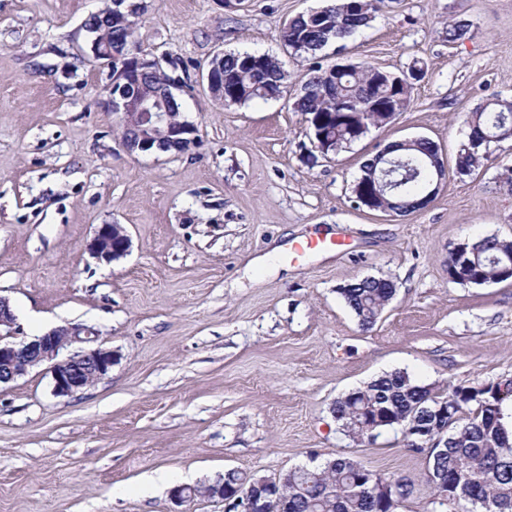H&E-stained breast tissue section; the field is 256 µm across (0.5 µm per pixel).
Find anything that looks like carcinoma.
Returning <instances> with one entry per match:
<instances>
[{
  "label": "carcinoma",
  "mask_w": 512,
  "mask_h": 512,
  "mask_svg": "<svg viewBox=\"0 0 512 512\" xmlns=\"http://www.w3.org/2000/svg\"><path fill=\"white\" fill-rule=\"evenodd\" d=\"M385 0H332V2L287 21L281 38L297 53L317 57L328 45L341 43L370 26ZM138 20L126 9L112 12V25L101 24L98 35L112 34V51L127 54L136 47ZM471 26L464 21L448 25V41L470 38ZM224 70L227 105L267 100L281 96L287 88L282 63L269 54L227 53L214 60ZM169 76L158 66L134 91L158 92ZM413 85L402 73L392 76L368 62L350 63L342 70H315L302 86L295 109L317 119L323 138L340 153L359 139L357 125L365 129L389 123L388 115L376 108L383 103L401 112L409 103ZM467 140L457 152L453 175L469 177L493 154V148L512 140V99L493 96L468 113ZM390 156L393 170L391 189L373 195V175L382 166L379 157L365 161L354 181V198L373 196L375 207L406 216L422 207L435 184L441 166L439 147L427 138L405 145ZM470 259H478L472 273L476 280L461 285H483L508 281L502 267L512 263V240L496 235L464 242ZM396 282L371 277L339 288V294L363 330L381 319ZM505 400L494 402L490 390L475 385H453L436 392L416 383L404 371L386 373L365 387L337 399L332 413L345 436L356 442L371 440V433L401 429L417 420L428 433L448 428V447L429 452L427 483L441 501L463 505V512H512V414ZM411 493L403 478L384 477L357 461L338 455L323 464L306 465L288 473L267 512H397Z\"/></svg>",
  "instance_id": "obj_1"
}]
</instances>
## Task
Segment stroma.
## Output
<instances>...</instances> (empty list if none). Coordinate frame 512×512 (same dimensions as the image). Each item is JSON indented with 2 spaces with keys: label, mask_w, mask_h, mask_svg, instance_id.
Listing matches in <instances>:
<instances>
[{
  "label": "stroma",
  "mask_w": 512,
  "mask_h": 512,
  "mask_svg": "<svg viewBox=\"0 0 512 512\" xmlns=\"http://www.w3.org/2000/svg\"><path fill=\"white\" fill-rule=\"evenodd\" d=\"M324 3L143 0L136 41L178 79L198 136L131 155L85 27L103 0H0V295L19 339L83 323L118 355L72 396L43 366L0 385V512H172L175 486L339 454L407 479L399 512H450L401 432L353 442L331 408L392 371L440 390L512 380V282L460 285L445 264L461 240L512 239V142L404 217L359 207L351 186L393 140L431 139L455 163L467 113L512 95V0H386L343 45L294 53L284 22ZM454 20L471 39L449 42ZM244 51L281 61L287 96H213L201 73ZM344 60L425 74L392 122L326 155L293 103L313 66ZM101 224L126 227L129 255L93 258ZM340 227L346 245L295 251ZM367 276L398 290L364 331L339 289Z\"/></svg>",
  "instance_id": "stroma-1"
}]
</instances>
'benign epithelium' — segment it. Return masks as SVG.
<instances>
[{
  "label": "benign epithelium",
  "instance_id": "obj_1",
  "mask_svg": "<svg viewBox=\"0 0 512 512\" xmlns=\"http://www.w3.org/2000/svg\"><path fill=\"white\" fill-rule=\"evenodd\" d=\"M90 51L94 59L113 72L109 103L112 111L121 114L123 129L130 131V137L121 141L126 151H161L167 145L186 149L195 143L197 128L193 124L187 121L172 124L168 101L174 98L173 88L176 84H170L164 97L135 95L127 91L129 84L142 82V77L149 70L150 60L134 54L118 57L112 54V40H102L97 36L90 40ZM201 80L207 83L213 94L224 93V72L216 66H209L206 73L201 75ZM132 246V238L123 225L101 224L94 233L89 251L96 260L111 263L127 256ZM16 331L17 318L10 300L0 296V339L5 335L12 336ZM97 338L98 333L91 327L65 324L28 341L0 344V385L47 365L55 395L71 396L89 388L104 379L116 362L114 350L93 346ZM68 347L73 349V353L64 360L58 359L60 351ZM201 496L221 499L227 508L238 512H253L251 496L247 493L234 501L225 499L224 482L221 480L202 489L178 486L171 491V499L180 505Z\"/></svg>",
  "mask_w": 512,
  "mask_h": 512
}]
</instances>
